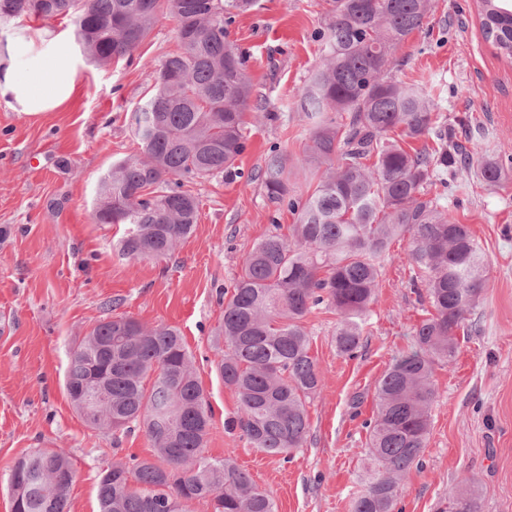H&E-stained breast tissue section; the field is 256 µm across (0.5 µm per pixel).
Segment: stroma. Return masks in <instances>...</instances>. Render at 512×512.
Here are the masks:
<instances>
[{
  "mask_svg": "<svg viewBox=\"0 0 512 512\" xmlns=\"http://www.w3.org/2000/svg\"><path fill=\"white\" fill-rule=\"evenodd\" d=\"M332 7V0H259L230 25L263 108L246 114L239 177L192 184L198 224L164 259L123 258L117 241L125 225L95 223L93 212L100 180L138 147L133 114L148 96L145 65L160 66L177 45L169 12L158 14L132 58L103 68L78 59L76 90L61 108L29 115L0 99V512H11V468L32 449L68 452L70 512H99L98 475L113 460L152 458L144 431L90 428L64 389L72 348L109 314L181 332L211 411L208 456L246 470L278 512H351L365 483L364 423L375 414L377 382L411 349L431 311L413 287L421 273L407 242H394L384 259L356 356L336 349L334 310L307 315L322 384L307 404L306 443L290 457L261 452L241 430L225 429L239 401L217 371L225 350L221 292L232 291L254 243L274 224L294 221L288 211L273 214L258 174L272 150L292 159L304 153L311 126L300 100L321 61ZM34 29L77 48L69 19L23 17L0 27V52ZM389 75L440 103L472 162L512 161V61L485 40L474 0H431ZM442 204L449 219L469 227L487 260L471 313L480 331L459 328L455 357L435 367L427 446L394 512H441L449 491L467 479L482 489L484 512H512V172L496 187L460 175Z\"/></svg>",
  "mask_w": 512,
  "mask_h": 512,
  "instance_id": "1",
  "label": "stroma"
}]
</instances>
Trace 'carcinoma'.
I'll list each match as a JSON object with an SVG mask.
<instances>
[{
  "instance_id": "1",
  "label": "carcinoma",
  "mask_w": 512,
  "mask_h": 512,
  "mask_svg": "<svg viewBox=\"0 0 512 512\" xmlns=\"http://www.w3.org/2000/svg\"><path fill=\"white\" fill-rule=\"evenodd\" d=\"M484 35L512 60V5L476 0ZM257 0H0V25L21 17H68L81 55L96 66L129 56L157 14L177 21V49L147 70L151 94L135 113L139 153L101 180L95 219L126 224L120 254L164 258L195 230L199 206L190 185L236 174L246 148L245 111L261 108L244 53L228 39L236 16ZM429 0H335L325 55L300 109L313 121L305 162L316 184L295 191L288 155L273 151L260 177L270 204L294 215L289 234L272 233L243 259L224 303V359L218 371L237 394L239 428L252 447L289 456L309 430L307 400L321 383L310 354L306 315L321 306L340 317L336 348L352 356L393 242L408 239L434 313L414 347L379 379L367 423L370 468L352 512H394L402 481L418 467L436 398L433 369L456 352V330L478 305L486 260L469 229L441 209V177L471 172L438 104L409 83L387 77L395 53L421 29ZM429 136L435 147L404 149ZM495 186L501 161L477 165ZM77 412L94 429L142 427L156 460H115L98 482L100 512H277L271 495L231 461L205 455L211 412L180 332L128 317L96 323L72 350L64 379ZM74 472L62 449H37L8 476L14 512H69ZM444 512H483L475 482L448 494Z\"/></svg>"
}]
</instances>
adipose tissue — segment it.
I'll list each match as a JSON object with an SVG mask.
<instances>
[{
  "mask_svg": "<svg viewBox=\"0 0 512 512\" xmlns=\"http://www.w3.org/2000/svg\"><path fill=\"white\" fill-rule=\"evenodd\" d=\"M75 59L46 30L12 44L0 61V99L28 114L52 111L76 88Z\"/></svg>",
  "mask_w": 512,
  "mask_h": 512,
  "instance_id": "adipose-tissue-1",
  "label": "adipose tissue"
}]
</instances>
